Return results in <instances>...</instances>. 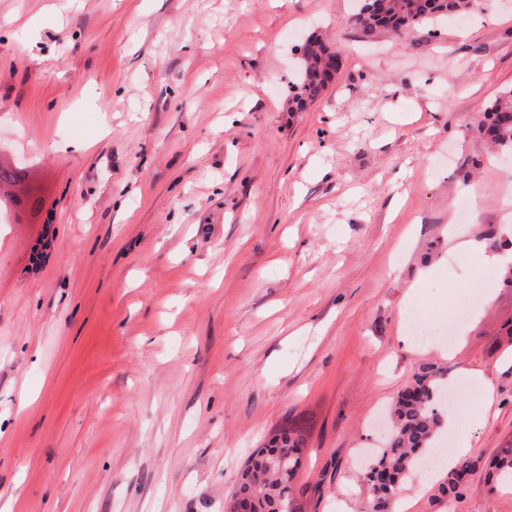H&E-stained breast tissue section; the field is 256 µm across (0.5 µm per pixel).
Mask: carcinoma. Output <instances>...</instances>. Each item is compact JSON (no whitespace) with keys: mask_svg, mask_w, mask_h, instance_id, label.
Returning <instances> with one entry per match:
<instances>
[{"mask_svg":"<svg viewBox=\"0 0 512 512\" xmlns=\"http://www.w3.org/2000/svg\"><path fill=\"white\" fill-rule=\"evenodd\" d=\"M366 0L356 15L361 37L369 40L379 33L400 35L408 29L426 26L435 19L459 17L472 11L478 0H377L369 9ZM338 48L321 38H312L303 49L300 74L291 103L299 111L314 101L336 74ZM481 134L493 145L512 150V89L501 92L484 108ZM445 371L433 363L421 364L393 404L392 427L378 457L364 475L373 491L370 512H389L392 497L413 467L431 453L445 424L439 402ZM304 444L298 424L274 434L257 449L242 468L235 494L257 500L262 512H277L283 501L294 502L293 479L299 469ZM474 461H464L448 471L444 492L460 496L463 483L458 469L470 470ZM492 475L512 481V445L492 460Z\"/></svg>","mask_w":512,"mask_h":512,"instance_id":"carcinoma-1","label":"carcinoma"}]
</instances>
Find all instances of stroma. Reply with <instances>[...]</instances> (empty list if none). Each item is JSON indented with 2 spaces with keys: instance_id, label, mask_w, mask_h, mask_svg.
Listing matches in <instances>:
<instances>
[{
  "instance_id": "stroma-1",
  "label": "stroma",
  "mask_w": 512,
  "mask_h": 512,
  "mask_svg": "<svg viewBox=\"0 0 512 512\" xmlns=\"http://www.w3.org/2000/svg\"><path fill=\"white\" fill-rule=\"evenodd\" d=\"M357 0H0V512H225L248 457L307 419L299 512H365L361 449L415 369L461 391L468 460L512 445V154L477 132L512 87V0L363 40ZM470 32L467 43L455 33ZM339 72L288 107L301 47ZM485 287L452 345L406 343ZM482 372L487 386L472 374ZM412 512H512L472 470L414 472ZM456 251H464L469 253H480L483 258V265L493 268L500 273H507L510 269V262L512 263V251H506L499 254H487L478 249V243L475 239L471 238L465 242H458L452 247ZM505 284L512 286V271H509L508 276L504 280ZM469 447L468 442L462 437L460 448L456 449L455 456L448 458V461L443 464V467L435 472L430 481H428V483L433 484L438 479L443 478L445 473L450 469L444 479L446 486L443 487L444 492L448 493V498H458L461 494L460 489L464 484L460 480L458 469L464 468L471 471V469L476 466L477 461H464L453 468L457 464L458 458L469 452Z\"/></svg>"
}]
</instances>
